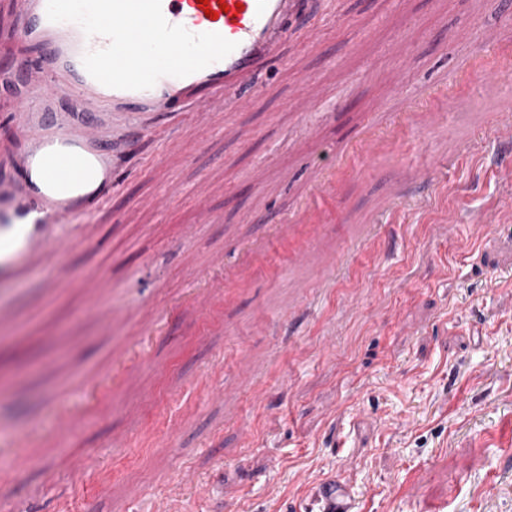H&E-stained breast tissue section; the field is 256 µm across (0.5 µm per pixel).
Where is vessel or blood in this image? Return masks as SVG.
Returning <instances> with one entry per match:
<instances>
[{
    "mask_svg": "<svg viewBox=\"0 0 512 512\" xmlns=\"http://www.w3.org/2000/svg\"><path fill=\"white\" fill-rule=\"evenodd\" d=\"M297 0H29L16 27L42 61L16 105L18 151L0 178V281L37 251L64 256V225L116 186L105 126L220 110L288 32ZM76 100L80 111L61 110ZM304 512H357L349 482L313 486Z\"/></svg>",
    "mask_w": 512,
    "mask_h": 512,
    "instance_id": "obj_1",
    "label": "vessel or blood"
}]
</instances>
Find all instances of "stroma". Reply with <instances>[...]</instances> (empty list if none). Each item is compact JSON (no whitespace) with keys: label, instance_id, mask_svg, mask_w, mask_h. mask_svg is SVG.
Listing matches in <instances>:
<instances>
[{"label":"stroma","instance_id":"obj_1","mask_svg":"<svg viewBox=\"0 0 512 512\" xmlns=\"http://www.w3.org/2000/svg\"><path fill=\"white\" fill-rule=\"evenodd\" d=\"M502 9L298 0L247 107L123 132L68 257L0 283V512H297L339 474L359 512H512V74L496 48L402 109ZM23 11L0 0V176ZM63 402L85 411L64 434Z\"/></svg>","mask_w":512,"mask_h":512}]
</instances>
